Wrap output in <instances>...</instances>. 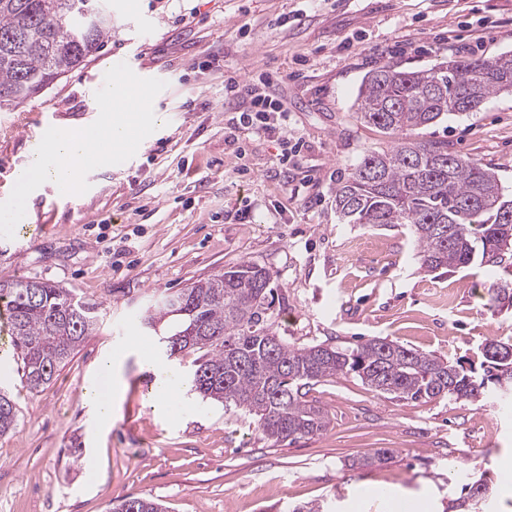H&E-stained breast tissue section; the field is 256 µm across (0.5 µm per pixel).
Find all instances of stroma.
<instances>
[{"instance_id":"obj_1","label":"stroma","mask_w":512,"mask_h":512,"mask_svg":"<svg viewBox=\"0 0 512 512\" xmlns=\"http://www.w3.org/2000/svg\"><path fill=\"white\" fill-rule=\"evenodd\" d=\"M112 30L89 62L11 112H0V201L33 154L26 130L92 124L106 72L119 59L165 81L160 126L141 153L90 172L88 190L44 188L28 209L52 232L0 237V280L34 279L100 304L102 318L53 381L21 383L11 336L0 333V383L19 422L0 437V512H109L124 495L167 512H395L390 488L442 512L467 479L487 476L488 512H512V408L452 397L410 400L353 376L310 396L329 415L316 435L274 442L250 418L189 390L161 406L147 377L188 381L195 353L169 360L138 344L150 305L241 261L266 268L274 329L291 345L388 338L449 361H480L482 344L512 342V308L490 306L512 284V261L428 272L406 226L344 224L337 185L366 150L393 139L353 107L364 75L386 64L424 69L450 58L512 53V0H105ZM266 75L303 147L289 183L275 177L277 133L240 129L228 145L224 81ZM421 141L493 170L512 192V94L417 130ZM114 359L122 390L100 427L87 390ZM392 449L386 463L353 459Z\"/></svg>"}]
</instances>
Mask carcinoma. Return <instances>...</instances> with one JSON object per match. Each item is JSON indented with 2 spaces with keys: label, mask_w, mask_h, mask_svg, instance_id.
Returning a JSON list of instances; mask_svg holds the SVG:
<instances>
[{
  "label": "carcinoma",
  "mask_w": 512,
  "mask_h": 512,
  "mask_svg": "<svg viewBox=\"0 0 512 512\" xmlns=\"http://www.w3.org/2000/svg\"><path fill=\"white\" fill-rule=\"evenodd\" d=\"M106 15L101 0H0V110L12 111L97 52L112 30L95 19ZM512 92V54L496 58L448 59L423 70L385 65L368 72L354 101L360 122L397 137L387 149L362 156L336 187L334 205L346 224H406L428 272L471 264H500L512 257V221L501 211L511 203L492 170L467 160L446 141H420L416 130L448 114L477 111L500 92ZM265 268L244 261L171 295L146 313L153 329L166 318L177 326L160 338L169 359L198 351L191 388L204 401L256 419L258 430L276 442L318 434L327 413L308 399L311 386L354 375L371 390L403 399L506 398L512 393V358L488 350L512 344H483L482 372L385 338L354 346L327 342L296 346L273 329L274 292ZM489 301L512 307V288L495 284ZM12 346L29 390L53 380L60 366L98 329V307L66 288L38 280L0 281ZM16 404L0 391V436L15 429ZM392 451L378 449L352 461L380 465ZM492 496L484 477L468 483L452 500L454 512H481ZM113 512H164L153 499L125 495Z\"/></svg>",
  "instance_id": "cac0c4a2"
}]
</instances>
